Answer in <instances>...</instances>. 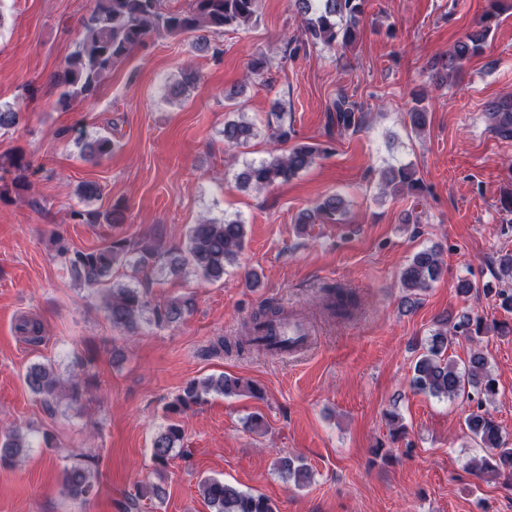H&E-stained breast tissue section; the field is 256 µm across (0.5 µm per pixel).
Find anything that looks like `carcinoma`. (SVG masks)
<instances>
[{
    "label": "carcinoma",
    "mask_w": 512,
    "mask_h": 512,
    "mask_svg": "<svg viewBox=\"0 0 512 512\" xmlns=\"http://www.w3.org/2000/svg\"><path fill=\"white\" fill-rule=\"evenodd\" d=\"M94 5L83 17L81 39L77 50L66 59L58 77L62 88L60 105L67 109L78 99L89 98L100 84L123 63L137 48L143 46L154 34L192 35L201 33L204 47L211 48L209 37H216L228 29H244L257 20L259 0H189L186 7L172 8L165 0H93ZM502 0H491V11L485 15L480 29L457 42L448 52L447 77L461 70V64L477 55L490 33L488 21L496 17ZM367 0H294V7L302 16L303 34L314 42L331 45L336 41L352 43L357 37L359 17L363 15ZM199 80V73L191 64L185 65L177 81L166 89L170 100L186 97ZM330 126L338 134L357 130L363 123L361 107L343 93L336 96L328 107ZM494 133L503 140H512V97H503L491 103L488 109ZM428 112L422 99H415L408 112L413 129L426 127ZM21 119V109L16 104L0 103V130L16 127ZM258 137V128L252 122L239 118L224 123V142L230 146L245 147ZM81 153L85 157H102L112 152V138L100 135L90 140L80 136ZM318 152L308 147H292L285 152L250 163L237 176V182L245 187L266 188L277 182H285L315 161ZM30 163L22 156L0 157V193L9 188L25 190L28 187L26 172ZM385 187L394 191H421L416 172L407 166L392 168L383 175ZM346 214L344 200L337 194L325 197L312 209L299 213L297 223L314 224L320 219L340 221ZM245 224L237 219L217 221L204 219L193 225L185 253L163 254L156 244L131 242L114 237L105 245L90 251L70 250L65 244L58 246L57 253L64 259L68 272L82 285L97 290L106 288L105 309L114 328L133 330L145 315L157 326H169L183 319L190 311V302L177 299L165 304L153 305L143 292L126 283L112 281L114 270L129 267L133 271L158 268L171 276L190 267L204 279L219 280L224 277L244 247ZM444 273V261L432 248L417 251L401 271L403 287L408 292L424 291ZM354 293L340 286L324 288L323 309L336 317H350L358 309ZM286 311L268 306L257 312L245 324L247 336L230 340L220 338L210 351L218 354L236 351L237 354L252 352L275 355L272 348L255 336V330L266 321L280 317ZM439 328L430 335L425 351L417 358L410 385L413 390L434 397L455 399L467 397L474 402L465 418V425L474 440L488 449L486 457L477 463L481 472L499 475L512 474V446L502 437L486 404L497 395L496 379L489 371L488 360L479 350L471 353L461 368L448 360L447 351L452 336L479 337L484 332L483 321L477 316L464 313L448 316L438 321ZM83 364L77 362L67 378L56 373L52 363H35L25 373V383L30 392L39 398L49 410L65 401L69 405L81 403L89 394V381L82 377ZM239 390V382L228 376L192 381L184 390L178 403L170 406L174 414L196 404L202 397L214 391L231 395ZM183 439L181 426L172 422L156 434L152 443L153 459L164 468L172 458L173 448ZM29 443L17 429L0 435V464H13L24 456ZM87 464L63 470L62 484L73 498H86L95 487L96 473L92 465L94 457L86 458ZM282 476L296 485L304 483L309 471L294 465L288 457L276 460ZM204 499L213 512H275V506L262 495L243 492L217 479L202 483ZM161 497L157 485L140 484L136 487L125 510L138 508L142 499Z\"/></svg>",
    "instance_id": "cac0c4a2"
}]
</instances>
